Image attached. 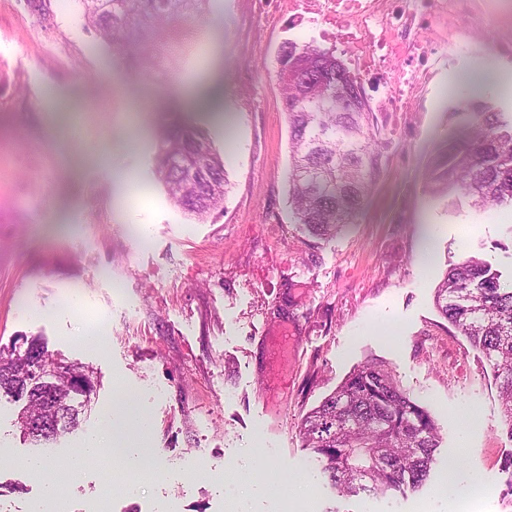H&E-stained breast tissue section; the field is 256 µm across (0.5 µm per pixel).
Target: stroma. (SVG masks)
Returning a JSON list of instances; mask_svg holds the SVG:
<instances>
[{
  "label": "stroma",
  "mask_w": 512,
  "mask_h": 512,
  "mask_svg": "<svg viewBox=\"0 0 512 512\" xmlns=\"http://www.w3.org/2000/svg\"><path fill=\"white\" fill-rule=\"evenodd\" d=\"M320 29L288 0H216L213 14L137 27L119 53L80 0H0V69L21 84L0 109V346L40 337L96 373L94 408L61 437L56 466L115 404L152 422L138 494L122 481L126 462L103 457L62 484L67 512H281L285 499L301 512H448L438 487L452 462L480 471L483 512H512L494 371L434 304L447 269L470 255L512 280V220L424 183L466 130L464 77L489 68L512 80L496 49L505 29L436 54L423 111L377 132L382 172L354 223L319 239L292 222L276 69L283 42ZM186 117L230 156L229 192L201 221L155 171L159 129ZM124 174L140 190L130 208L116 189ZM371 362L439 427L430 478L376 498L339 493L299 435L304 415ZM18 409L0 401V512H28L49 488L20 467L33 448Z\"/></svg>",
  "instance_id": "stroma-1"
}]
</instances>
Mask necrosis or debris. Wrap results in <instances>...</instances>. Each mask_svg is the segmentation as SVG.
Instances as JSON below:
<instances>
[{"label": "necrosis or debris", "instance_id": "4bbe7bcc", "mask_svg": "<svg viewBox=\"0 0 512 512\" xmlns=\"http://www.w3.org/2000/svg\"><path fill=\"white\" fill-rule=\"evenodd\" d=\"M465 5L470 32L483 31L492 19L474 0H289L291 9L316 14L328 37L349 46L359 74L386 73L392 60L404 63L391 81L385 101L369 112H417L420 90L433 73L428 34L437 28L448 6Z\"/></svg>", "mask_w": 512, "mask_h": 512}]
</instances>
